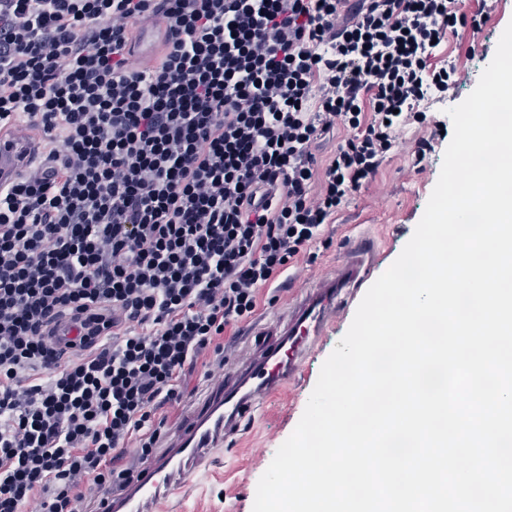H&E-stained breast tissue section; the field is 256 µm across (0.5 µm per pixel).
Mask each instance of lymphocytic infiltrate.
I'll list each match as a JSON object with an SVG mask.
<instances>
[{
	"instance_id": "1",
	"label": "lymphocytic infiltrate",
	"mask_w": 512,
	"mask_h": 512,
	"mask_svg": "<svg viewBox=\"0 0 512 512\" xmlns=\"http://www.w3.org/2000/svg\"><path fill=\"white\" fill-rule=\"evenodd\" d=\"M455 0H0V512H100L228 363L261 291L330 247L402 123L454 85ZM165 47L132 68L135 27ZM346 136L316 151L336 127ZM25 136L20 133L5 138L0 135V182L4 183L13 176L17 169L20 153L25 149Z\"/></svg>"
}]
</instances>
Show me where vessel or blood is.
I'll return each mask as SVG.
<instances>
[{
    "instance_id": "1",
    "label": "vessel or blood",
    "mask_w": 512,
    "mask_h": 512,
    "mask_svg": "<svg viewBox=\"0 0 512 512\" xmlns=\"http://www.w3.org/2000/svg\"><path fill=\"white\" fill-rule=\"evenodd\" d=\"M23 134L0 135V182L12 178ZM374 244L362 238L329 273L303 289L273 328L272 339L218 383L190 412L164 450L141 471L140 478L107 498V512H154L197 472L213 448L254 418L266 395L282 389L303 369L316 341L336 318L338 303L350 300L372 272Z\"/></svg>"
}]
</instances>
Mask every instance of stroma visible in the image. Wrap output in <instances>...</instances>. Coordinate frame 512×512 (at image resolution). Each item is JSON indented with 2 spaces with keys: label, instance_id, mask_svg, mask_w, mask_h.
<instances>
[{
  "label": "stroma",
  "instance_id": "35a3bbf8",
  "mask_svg": "<svg viewBox=\"0 0 512 512\" xmlns=\"http://www.w3.org/2000/svg\"><path fill=\"white\" fill-rule=\"evenodd\" d=\"M487 7L491 19L479 34L459 32L445 38L436 51L438 61L457 66L456 85L448 93H432L420 105L427 114L426 126L409 124L398 132L375 179L350 197L332 224L325 228L330 248L321 250L314 264L299 263L280 277L263 297L277 296L274 306H260L228 350L229 369L255 352L266 340L276 318L285 315L303 286L317 280L342 260L353 238L369 234L375 241V274L384 273L412 237L438 180L443 157L451 141L453 124L449 108L460 104L476 87L491 62L498 41L512 22V0H460L461 11ZM429 138L432 150L416 163L419 138ZM363 292H356L345 310L316 345L301 374L279 392L267 397L255 420L243 422L237 434L214 449L206 464L187 479L179 492L162 505L163 512H252L258 481L279 446L300 420L321 367L338 346L353 320Z\"/></svg>",
  "mask_w": 512,
  "mask_h": 512
}]
</instances>
